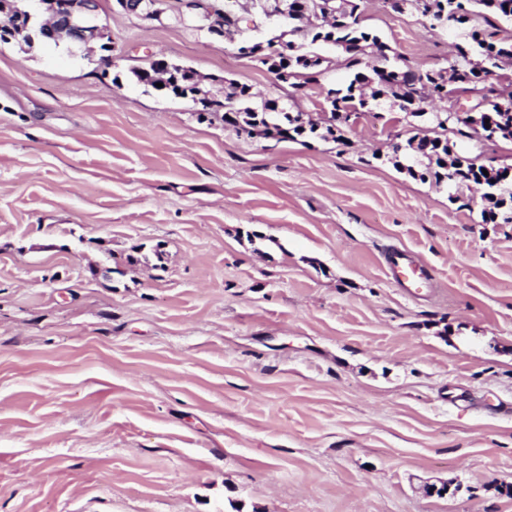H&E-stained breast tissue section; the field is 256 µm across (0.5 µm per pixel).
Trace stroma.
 <instances>
[{"label": "stroma", "instance_id": "1", "mask_svg": "<svg viewBox=\"0 0 512 512\" xmlns=\"http://www.w3.org/2000/svg\"><path fill=\"white\" fill-rule=\"evenodd\" d=\"M158 9L101 0L108 67L0 41V512H512V223L387 161L428 128L391 99L275 141L132 83L161 55L315 118L350 79L322 45L294 95ZM363 24L424 70L460 40L386 0ZM387 264L392 280L408 291L425 288L430 281L428 266L414 260L405 250L392 253Z\"/></svg>", "mask_w": 512, "mask_h": 512}]
</instances>
